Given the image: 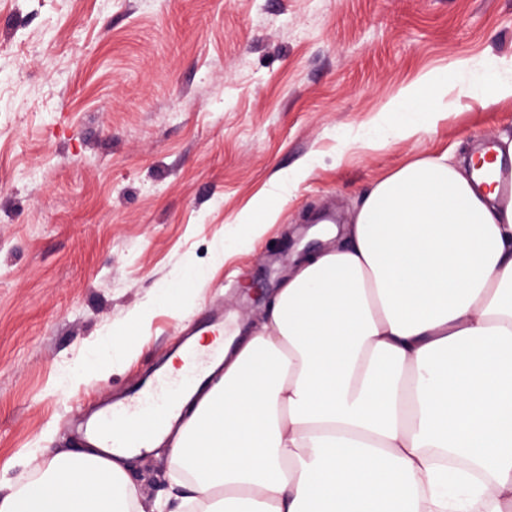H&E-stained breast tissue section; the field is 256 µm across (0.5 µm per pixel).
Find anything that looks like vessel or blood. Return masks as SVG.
<instances>
[{"label":"vessel or blood","instance_id":"1","mask_svg":"<svg viewBox=\"0 0 512 512\" xmlns=\"http://www.w3.org/2000/svg\"><path fill=\"white\" fill-rule=\"evenodd\" d=\"M483 176L498 187L501 195L512 196V167L504 164L493 165L484 170ZM221 355L222 352L218 349L190 352V361L181 374L163 376L151 383L142 384L129 399L113 405L98 420L87 426L88 435L102 447L122 448L126 441L113 433V425L118 422L143 423L147 429L139 435L138 443L146 445L152 432L160 430L173 413L176 394L197 383L208 365Z\"/></svg>","mask_w":512,"mask_h":512}]
</instances>
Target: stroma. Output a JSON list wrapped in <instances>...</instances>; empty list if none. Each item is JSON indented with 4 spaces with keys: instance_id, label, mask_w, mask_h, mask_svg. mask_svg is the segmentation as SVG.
Listing matches in <instances>:
<instances>
[{
    "instance_id": "obj_1",
    "label": "stroma",
    "mask_w": 512,
    "mask_h": 512,
    "mask_svg": "<svg viewBox=\"0 0 512 512\" xmlns=\"http://www.w3.org/2000/svg\"><path fill=\"white\" fill-rule=\"evenodd\" d=\"M512 55V0H0V494L82 446L211 316L262 324L318 240L353 223L376 182L419 157L512 138V99L449 92L434 127L381 147L364 129L404 86L459 60ZM303 180L279 184L284 171ZM252 248L224 230L271 189ZM188 262L183 307L155 305ZM137 349L58 388L132 311ZM138 505L180 512L167 454L135 458Z\"/></svg>"
}]
</instances>
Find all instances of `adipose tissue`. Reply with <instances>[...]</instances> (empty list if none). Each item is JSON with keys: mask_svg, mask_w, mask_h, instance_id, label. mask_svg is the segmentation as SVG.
<instances>
[{"mask_svg": "<svg viewBox=\"0 0 512 512\" xmlns=\"http://www.w3.org/2000/svg\"><path fill=\"white\" fill-rule=\"evenodd\" d=\"M459 95L512 99V57L456 63ZM432 75L365 131L381 146L449 111ZM262 199L225 235L250 247L274 223ZM343 244L310 255L252 336L228 331L224 371L184 391L146 448L60 456L0 497V512H129L130 461L170 452L201 512H512V200L474 164L411 161L366 194ZM143 318L97 339L72 370L127 359ZM485 469L474 484L441 465Z\"/></svg>", "mask_w": 512, "mask_h": 512, "instance_id": "adipose-tissue-1", "label": "adipose tissue"}]
</instances>
